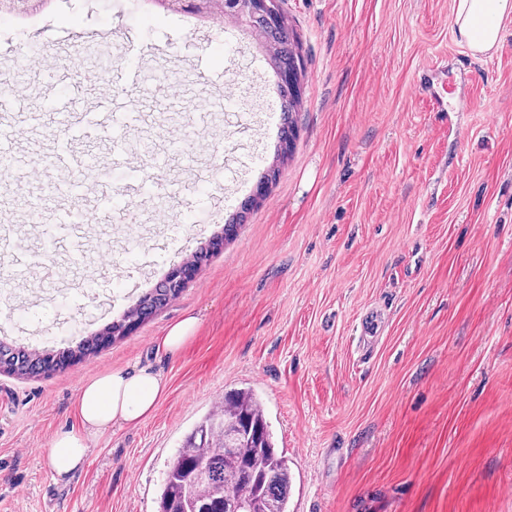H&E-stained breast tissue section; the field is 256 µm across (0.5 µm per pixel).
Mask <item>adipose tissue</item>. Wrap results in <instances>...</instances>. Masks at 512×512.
I'll use <instances>...</instances> for the list:
<instances>
[{
  "label": "adipose tissue",
  "mask_w": 512,
  "mask_h": 512,
  "mask_svg": "<svg viewBox=\"0 0 512 512\" xmlns=\"http://www.w3.org/2000/svg\"><path fill=\"white\" fill-rule=\"evenodd\" d=\"M508 21H512V0H456V33L473 52L497 47ZM167 393L166 380L144 368L100 372L83 381L73 405L78 428L56 432L51 438L52 474L63 478L81 467L101 437L115 428L139 426Z\"/></svg>",
  "instance_id": "obj_1"
}]
</instances>
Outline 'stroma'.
<instances>
[{"instance_id":"1","label":"stroma","mask_w":512,"mask_h":512,"mask_svg":"<svg viewBox=\"0 0 512 512\" xmlns=\"http://www.w3.org/2000/svg\"><path fill=\"white\" fill-rule=\"evenodd\" d=\"M279 4L305 66L282 162L277 78L233 19L198 22L144 0L0 14V76L25 84L39 116L0 106L17 153L63 146L102 172L59 199L63 211L87 208L76 232L0 206L37 260L0 296L1 340L78 346L222 232L262 172L281 169L236 237L124 339L52 374H0V512H157L186 434L214 399L247 387L288 462V512H512V22L496 51L476 56L454 34V0ZM35 37L70 81L29 68ZM107 65L155 78L120 156L100 109L115 92ZM425 76L445 83L448 111H434ZM75 85L92 123L62 138L45 103ZM175 144L191 163L170 155ZM164 153L167 166L150 167ZM117 203V222H100ZM50 276L56 287H43ZM370 311L384 331L365 345ZM188 315L194 338L157 352ZM134 364L163 374L167 397L54 480L48 443L76 426L81 383Z\"/></svg>"}]
</instances>
